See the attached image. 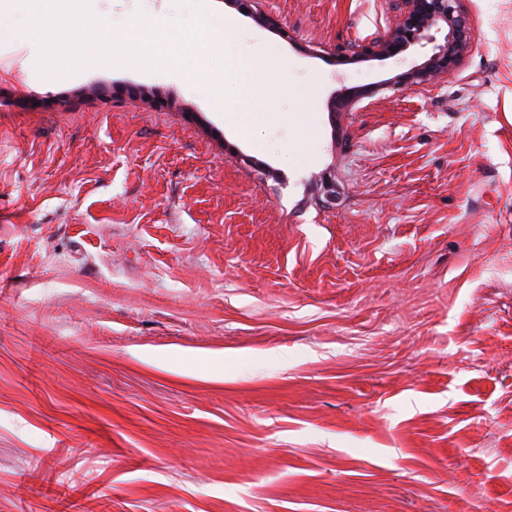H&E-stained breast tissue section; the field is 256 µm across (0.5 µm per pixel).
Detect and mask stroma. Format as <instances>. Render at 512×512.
Returning a JSON list of instances; mask_svg holds the SVG:
<instances>
[{"mask_svg":"<svg viewBox=\"0 0 512 512\" xmlns=\"http://www.w3.org/2000/svg\"><path fill=\"white\" fill-rule=\"evenodd\" d=\"M205 3L220 104L0 42V512H67L46 478L82 512H512V0H464L455 73L351 112L420 59L334 53L391 0H258L280 33ZM270 75L259 64H254L249 77L248 93L255 111H263L268 104Z\"/></svg>","mask_w":512,"mask_h":512,"instance_id":"stroma-1","label":"stroma"}]
</instances>
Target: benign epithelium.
<instances>
[{"label":"benign epithelium","instance_id":"1","mask_svg":"<svg viewBox=\"0 0 512 512\" xmlns=\"http://www.w3.org/2000/svg\"><path fill=\"white\" fill-rule=\"evenodd\" d=\"M240 12L251 15L269 29H280L276 17L256 12V0H228ZM396 22L382 36L369 42L354 43L337 48L336 54L349 60H386L395 58L414 46L433 44L425 59L403 73L385 81L381 87L397 92L432 86L455 72L473 41L474 30L463 0H392ZM445 31L443 43H435L431 31ZM363 96L360 89L350 87L333 102V107L349 111Z\"/></svg>","mask_w":512,"mask_h":512}]
</instances>
